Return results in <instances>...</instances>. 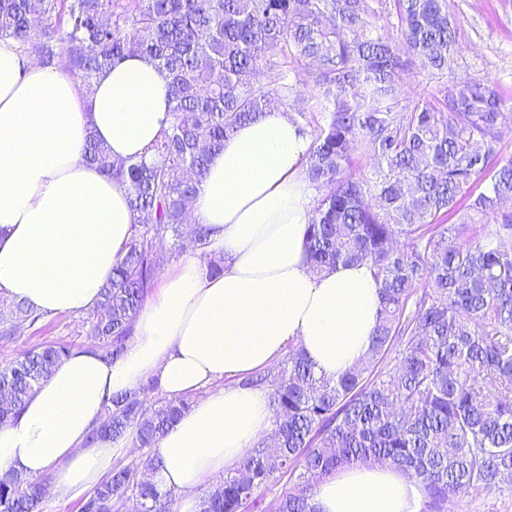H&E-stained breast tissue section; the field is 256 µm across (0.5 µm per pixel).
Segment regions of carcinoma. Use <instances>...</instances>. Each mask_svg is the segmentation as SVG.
<instances>
[{"label":"carcinoma","instance_id":"obj_1","mask_svg":"<svg viewBox=\"0 0 512 512\" xmlns=\"http://www.w3.org/2000/svg\"><path fill=\"white\" fill-rule=\"evenodd\" d=\"M0 0V40L44 67L60 63L90 88L132 55L169 77L171 120L152 160L114 158L89 134L84 160L124 188L136 216L126 251L90 313L89 347L120 358L153 285L175 251L202 249L211 229L190 222L196 186L224 140L312 86L293 118L311 146L302 160L321 192L307 227L310 268L370 266L383 311L367 357L337 379L315 374L295 347L245 381L269 390L270 431L200 501V512H314L315 487L355 464L394 467L418 481L421 512H454L456 499L512 482V158L500 156L504 102L497 85L465 75L399 107L414 65L442 77L459 53L460 21L448 0ZM395 19L380 34L371 17ZM374 156L350 174L352 153ZM484 191L459 199L473 182ZM461 212L459 222L447 216ZM494 219L475 241L474 224ZM54 317L0 300V340ZM72 344L38 345L0 366V426ZM393 364L379 366L389 353ZM112 395L88 443L126 437L117 463L81 512H172L152 480L153 447L190 408L187 398ZM285 478L287 493L267 499ZM48 485L0 478V512H41Z\"/></svg>","mask_w":512,"mask_h":512}]
</instances>
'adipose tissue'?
Listing matches in <instances>:
<instances>
[{"label": "adipose tissue", "instance_id": "1", "mask_svg": "<svg viewBox=\"0 0 512 512\" xmlns=\"http://www.w3.org/2000/svg\"><path fill=\"white\" fill-rule=\"evenodd\" d=\"M169 122V81L148 58L125 59L86 90L0 40V294L53 315L96 307L135 216L122 186L84 161L85 138L95 132L115 158L141 156ZM309 146L281 109L225 140L191 213L212 230L205 251L186 250L163 276L118 360L84 348L55 367L18 421L0 427V474L46 477L58 498L80 499L132 447L88 443L108 400L152 377L167 398L193 399L151 455L174 512H197L200 489L271 427L268 389L246 378L292 345L328 377L365 358L381 290L361 264L310 270L316 191L301 166ZM207 253L223 258L222 274L203 275ZM422 503L417 481L380 465L344 468L312 497L316 512H420Z\"/></svg>", "mask_w": 512, "mask_h": 512}]
</instances>
